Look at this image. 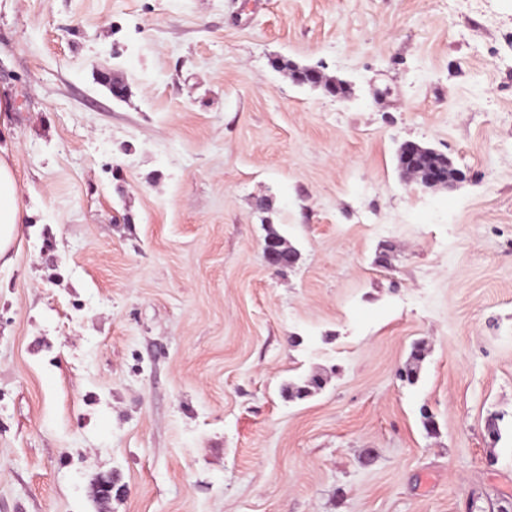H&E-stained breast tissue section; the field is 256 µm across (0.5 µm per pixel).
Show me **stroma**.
<instances>
[{"mask_svg":"<svg viewBox=\"0 0 512 512\" xmlns=\"http://www.w3.org/2000/svg\"><path fill=\"white\" fill-rule=\"evenodd\" d=\"M2 87L0 512H512V0H0ZM26 213L15 171L6 151L0 147V260L3 264L16 241L19 224ZM264 255L269 267L275 270L287 268L293 265L295 261V255L288 257V253L280 250L279 244L273 239L265 240Z\"/></svg>","mask_w":512,"mask_h":512,"instance_id":"obj_1","label":"stroma"}]
</instances>
